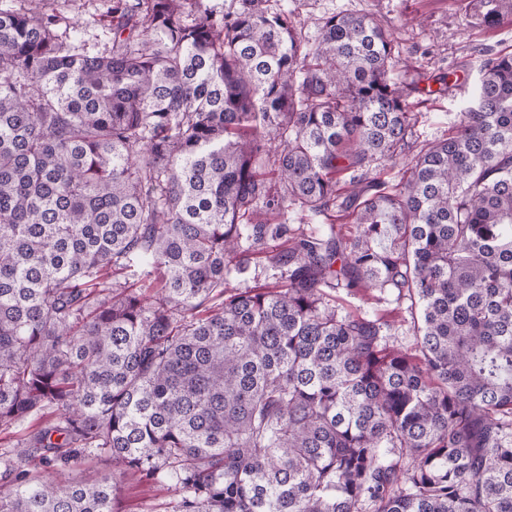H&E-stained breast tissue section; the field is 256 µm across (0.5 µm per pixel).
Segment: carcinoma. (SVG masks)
<instances>
[{
  "label": "carcinoma",
  "instance_id": "cac0c4a2",
  "mask_svg": "<svg viewBox=\"0 0 512 512\" xmlns=\"http://www.w3.org/2000/svg\"><path fill=\"white\" fill-rule=\"evenodd\" d=\"M29 3L0 8V512H123L53 479L91 449L165 512H512V54L392 184L416 117L371 15L311 43L270 0H112L91 54ZM269 237L280 280L224 287ZM339 286L409 301L414 348ZM271 224H281L286 223L290 224L291 227L297 229V232H303L306 235H310V233H318L317 236H322L328 233V225L329 222L325 216L323 215H312L308 214L306 216H301L297 211H293L292 209H288V213L281 215L276 218H270Z\"/></svg>",
  "mask_w": 512,
  "mask_h": 512
}]
</instances>
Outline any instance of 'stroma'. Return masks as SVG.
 I'll list each match as a JSON object with an SVG mask.
<instances>
[{
    "instance_id": "1",
    "label": "stroma",
    "mask_w": 512,
    "mask_h": 512,
    "mask_svg": "<svg viewBox=\"0 0 512 512\" xmlns=\"http://www.w3.org/2000/svg\"><path fill=\"white\" fill-rule=\"evenodd\" d=\"M285 4L311 40L317 37L323 19L339 12L370 14L392 29L402 51V61L392 77L416 86L410 100L417 117L414 139L419 144L448 136L456 112L474 99L479 67L486 56L512 53V17L497 26L487 25L476 0H285ZM111 5V0L51 2L64 21L84 26L87 47L93 53L104 48L103 20ZM450 70L457 71L460 81L447 95L420 94L421 86ZM282 247V240L267 239L259 254L252 256L246 273L228 276L227 287L243 290L273 281L278 271L267 258ZM331 296L340 312L387 315L395 322V345L412 347L413 322L406 302L376 290L354 295L336 288ZM117 482L123 512H160L161 504L171 498L166 487L145 484L132 475L118 477Z\"/></svg>"
}]
</instances>
